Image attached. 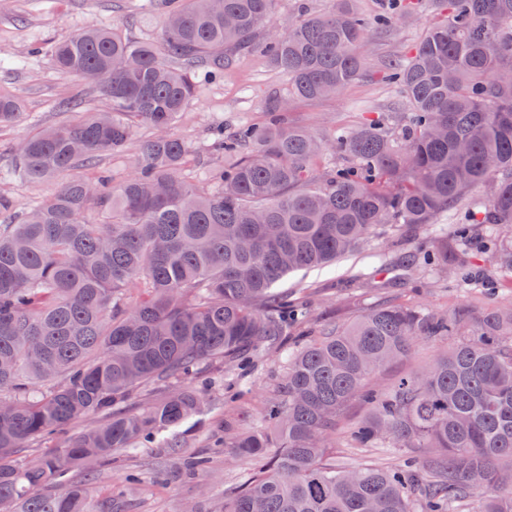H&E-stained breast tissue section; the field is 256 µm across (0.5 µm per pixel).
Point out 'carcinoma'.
Segmentation results:
<instances>
[{
    "label": "carcinoma",
    "mask_w": 512,
    "mask_h": 512,
    "mask_svg": "<svg viewBox=\"0 0 512 512\" xmlns=\"http://www.w3.org/2000/svg\"><path fill=\"white\" fill-rule=\"evenodd\" d=\"M161 45L89 26L44 48L52 66L89 81L111 107L19 141L9 176L39 183L75 167L95 170L125 147L135 125V173L111 188L70 178L46 201L0 224V501L7 512H125L113 486L93 505L88 482L117 450L163 441L212 402L203 361L230 366L272 348L307 317L276 284L335 263L387 224H429L491 184L474 224H512V0H443L444 19L407 54L381 61L397 93L394 115L337 130L327 140L267 120L224 136L214 188L184 181L189 146L172 133L199 71L221 74L260 47L286 72L291 94L336 97L365 68L362 48L398 17L370 22L355 0L305 13L280 34L278 0H178ZM22 105L0 91V126ZM331 147L343 162L329 165ZM458 286L475 281L468 257L437 250ZM456 336L423 370L381 388L373 376L407 359L419 338ZM169 383L147 407L120 411L131 390ZM368 418L348 431L356 448H423L397 467L325 460L347 405ZM105 421L46 452L13 456L75 421ZM224 447L266 463L192 512H512V307L438 314L380 305L305 342L255 426Z\"/></svg>",
    "instance_id": "carcinoma-1"
}]
</instances>
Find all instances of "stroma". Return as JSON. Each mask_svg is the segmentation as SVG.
<instances>
[{
    "label": "stroma",
    "instance_id": "1",
    "mask_svg": "<svg viewBox=\"0 0 512 512\" xmlns=\"http://www.w3.org/2000/svg\"><path fill=\"white\" fill-rule=\"evenodd\" d=\"M436 10L435 0H418L416 7L403 12L388 32L375 34L362 76L339 96L324 100L291 98L289 124L326 136L392 111L394 99L379 71L380 61L409 52L434 20ZM163 20L161 4L151 5L147 0H7L0 7V90H10L21 98L23 115L17 124L0 130V169L11 167L14 147L26 134L67 120V113L58 109L62 100L80 98L87 112L110 107L98 92L53 68L46 57L35 55V48L92 25H116L130 41L155 43ZM19 56L26 58V68L10 69L7 59ZM287 92V76L258 50L238 57L221 80L197 74L194 97L174 128L175 134L191 147L183 177L200 186L209 185L214 168L221 163L220 157L211 152L213 128L220 125L230 133L245 125L263 123L268 97ZM57 188L54 180L30 184L0 179V197L12 204L9 210L0 209V224L9 223L14 211L51 197ZM489 196V187L473 190L456 211L441 213L421 228L387 225L380 236L353 255L334 266L288 278L284 286L306 292L318 328L350 323L381 304L413 305L444 314L465 308L474 316L496 301L510 306L511 291L496 300L484 295L477 284L467 289L451 287L450 269L423 259L424 252L434 251L440 244L452 249L461 245L481 273L505 283L512 281L511 274L495 265L497 243L512 235L511 227L475 225L472 236L463 244L455 235L456 225L482 211ZM284 367L282 351L274 348L257 352L247 365L233 370L204 365L202 376L212 383L213 401L204 415L181 428L180 456H211L209 468L196 475L185 473L165 448H141L133 454L118 451L102 469L94 485L96 495H104L111 485H122L129 512H185L189 505L207 497L217 498L225 487L246 481L253 471V461L236 457L229 448L214 449L215 425L223 423L235 432L254 425L262 408L276 397ZM367 412V406L358 400L347 407L330 441L337 463L398 464L405 449H357L346 439V427ZM158 469L169 471L168 484L153 483L151 476ZM135 471L141 474L140 482L127 483V475Z\"/></svg>",
    "mask_w": 512,
    "mask_h": 512
}]
</instances>
